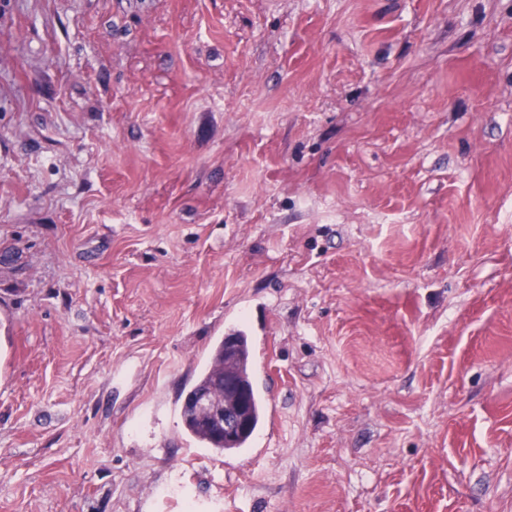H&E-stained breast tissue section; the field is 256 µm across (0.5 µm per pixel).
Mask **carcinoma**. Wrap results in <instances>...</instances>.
Segmentation results:
<instances>
[{
	"label": "carcinoma",
	"instance_id": "carcinoma-1",
	"mask_svg": "<svg viewBox=\"0 0 512 512\" xmlns=\"http://www.w3.org/2000/svg\"><path fill=\"white\" fill-rule=\"evenodd\" d=\"M229 338L233 339L236 344L234 358L229 361L224 357V342H219L213 348L206 367L202 371L196 384L187 393V396L190 397L204 389L210 390L218 396L222 393V389L216 385V380L223 377V372L225 371L234 375L244 386L249 396L251 412L250 430L238 435L234 440L226 442L222 437L202 427L197 421L188 419L184 415L181 416L184 428L191 437L195 438L205 447L220 452L243 448L258 427L262 415V404L258 392L253 387L249 374L250 351L247 336H245L243 332L237 331L230 334Z\"/></svg>",
	"mask_w": 512,
	"mask_h": 512
}]
</instances>
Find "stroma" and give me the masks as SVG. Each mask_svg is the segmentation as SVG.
<instances>
[{
	"mask_svg": "<svg viewBox=\"0 0 512 512\" xmlns=\"http://www.w3.org/2000/svg\"><path fill=\"white\" fill-rule=\"evenodd\" d=\"M0 512H512V0H0ZM225 337L230 338L225 343V348L228 352L234 349V342L236 344L234 358L226 362L227 358L224 357V339L221 340L213 348L206 367L184 400L190 398L199 390L204 389L211 390L217 396L221 395L223 391L216 385V380L223 377L224 368H226L228 373L233 374L239 380L248 393L251 412L250 430L247 431L250 425V417L249 400L245 393L242 394L236 403L226 405L224 403H217L211 394L202 391L197 393L188 404L190 412L205 414L207 423L218 433L222 434L224 439H233L236 435L240 434L231 442L224 443L222 437L211 433L197 421L186 418L183 403L180 410L181 420L186 432L203 444L204 447L213 448L220 452L243 448L258 427L262 415V404L249 374L250 351L247 336L242 331H237Z\"/></svg>",
	"mask_w": 512,
	"mask_h": 512,
	"instance_id": "1",
	"label": "stroma"
}]
</instances>
